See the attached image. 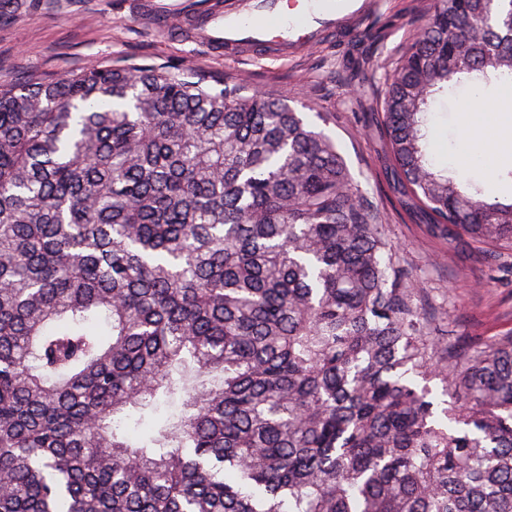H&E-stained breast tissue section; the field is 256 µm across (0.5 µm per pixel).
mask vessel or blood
<instances>
[{
    "label": "vessel or blood",
    "instance_id": "vessel-or-blood-1",
    "mask_svg": "<svg viewBox=\"0 0 512 512\" xmlns=\"http://www.w3.org/2000/svg\"><path fill=\"white\" fill-rule=\"evenodd\" d=\"M376 0H208L198 12L172 17L144 6L143 20L232 58L258 51L295 58L365 21Z\"/></svg>",
    "mask_w": 512,
    "mask_h": 512
}]
</instances>
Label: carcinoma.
<instances>
[{
	"label": "carcinoma",
	"mask_w": 512,
	"mask_h": 512,
	"mask_svg": "<svg viewBox=\"0 0 512 512\" xmlns=\"http://www.w3.org/2000/svg\"><path fill=\"white\" fill-rule=\"evenodd\" d=\"M463 87L512 89V0H439L378 113L400 204L511 250L512 203L426 150ZM431 322L287 102L103 63L0 88V512H512V333Z\"/></svg>",
	"instance_id": "cac0c4a2"
}]
</instances>
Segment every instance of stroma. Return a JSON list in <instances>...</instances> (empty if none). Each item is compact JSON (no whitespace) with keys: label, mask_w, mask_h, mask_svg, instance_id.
<instances>
[{"label":"stroma","mask_w":512,"mask_h":512,"mask_svg":"<svg viewBox=\"0 0 512 512\" xmlns=\"http://www.w3.org/2000/svg\"><path fill=\"white\" fill-rule=\"evenodd\" d=\"M436 0H380L375 42H331L293 62H236L177 41L140 20L137 0H0V87L48 81L89 64L191 69L207 83L240 82L284 100L335 140L354 184L382 213L401 263L436 315L434 334L491 341L512 332V253L467 238L449 242L415 222L392 193L387 154L373 113L410 31ZM449 95L430 116V149L440 162L466 140Z\"/></svg>","instance_id":"stroma-1"}]
</instances>
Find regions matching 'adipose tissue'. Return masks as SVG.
<instances>
[{
  "label": "adipose tissue",
  "mask_w": 512,
  "mask_h": 512,
  "mask_svg": "<svg viewBox=\"0 0 512 512\" xmlns=\"http://www.w3.org/2000/svg\"><path fill=\"white\" fill-rule=\"evenodd\" d=\"M489 103L480 91H473L463 103L465 127L468 131L469 147L462 158L471 161L489 154L496 158L498 164L512 163V114H507L504 123L490 125L483 121L484 110Z\"/></svg>",
  "instance_id": "adipose-tissue-1"
}]
</instances>
